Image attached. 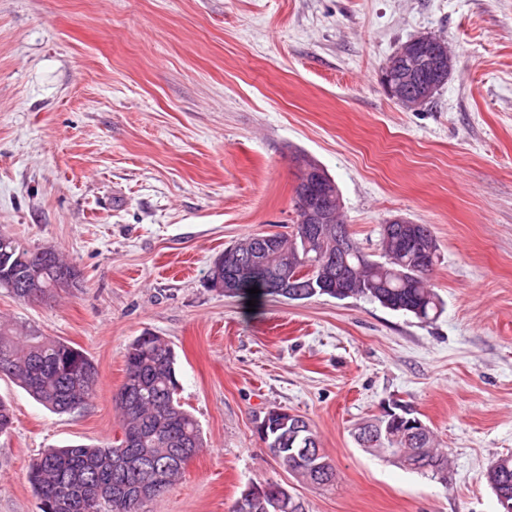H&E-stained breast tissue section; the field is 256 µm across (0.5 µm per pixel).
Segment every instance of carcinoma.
<instances>
[{
    "mask_svg": "<svg viewBox=\"0 0 512 512\" xmlns=\"http://www.w3.org/2000/svg\"><path fill=\"white\" fill-rule=\"evenodd\" d=\"M396 225H381V260H373L361 248L349 243L346 256L336 254V238L347 234V225L335 205V223L318 228L319 240L311 248L304 242L305 225L294 222L290 233L250 234L235 245L237 264L231 270L237 284L236 296L249 298V289L260 290L258 297L270 295L265 281L288 265V257L300 256L292 274L294 293L283 295L291 301L315 296L318 286L317 267L331 264L349 266L348 288L340 299L363 298L393 311L410 314L422 323H430L442 313V303L430 288L426 271L418 268L419 244L407 253L396 245L397 234L386 235ZM9 252L0 265V288L16 299L31 301L30 289L23 284L32 267L41 265L40 283L43 296L53 299L62 290L65 273L80 278L76 267L62 259L53 246L28 248L13 237L0 246ZM125 378L115 399L120 414L122 437L106 446L69 445L50 448L30 466L29 479L40 500L53 512H148L147 503L138 500L139 490L150 488L159 497L182 476L188 462L185 452L198 454L204 439L195 417L185 410L179 398L177 356L163 339L149 332L137 337L124 355ZM11 379L40 404L57 414L82 408L98 384L93 360L68 342L43 335L34 326L19 328L0 319V377ZM13 404L0 399V434L14 424ZM376 430L375 421L357 427L355 439L367 453L388 459L399 468L447 480L448 452L438 447L431 429L423 427L417 434L404 424L391 430ZM269 453L307 485L330 487L336 483V469L326 455L320 460L327 471L316 476L298 461L300 444L283 442ZM488 482L497 483L508 494L507 503H499L500 512H512V455L493 461ZM257 496L246 503L244 512H271L267 491L279 487L271 481L255 483Z\"/></svg>",
    "mask_w": 512,
    "mask_h": 512,
    "instance_id": "carcinoma-1",
    "label": "carcinoma"
}]
</instances>
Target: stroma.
<instances>
[{
    "mask_svg": "<svg viewBox=\"0 0 512 512\" xmlns=\"http://www.w3.org/2000/svg\"><path fill=\"white\" fill-rule=\"evenodd\" d=\"M457 65L430 104L388 96L406 41ZM335 180L354 239L430 225L433 323L363 299L207 287L224 248L294 224L293 156ZM0 233L57 247L81 287L48 303L0 289V317L95 363L88 403L55 414L7 378L0 512H40L44 450L122 435L115 396L143 332L178 355L205 446L150 512H231L272 480L306 512H499L486 472L512 454V0H0ZM408 403L451 460L447 482L370 455L356 425ZM308 418L339 481L298 483L256 426Z\"/></svg>",
    "mask_w": 512,
    "mask_h": 512,
    "instance_id": "35a3bbf8",
    "label": "stroma"
}]
</instances>
